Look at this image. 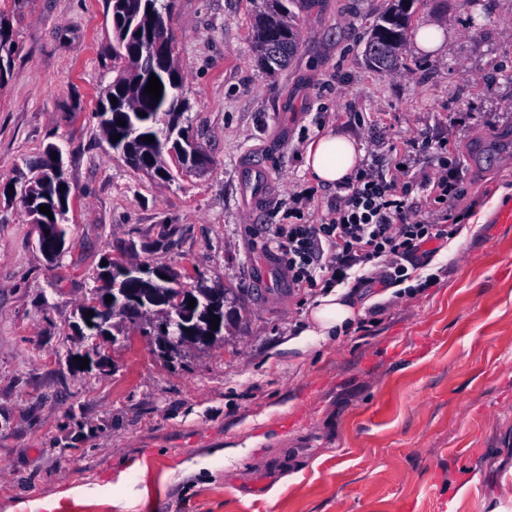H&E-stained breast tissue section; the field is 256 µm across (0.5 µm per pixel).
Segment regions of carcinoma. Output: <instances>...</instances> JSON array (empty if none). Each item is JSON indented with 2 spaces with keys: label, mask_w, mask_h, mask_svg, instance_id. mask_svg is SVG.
I'll list each match as a JSON object with an SVG mask.
<instances>
[{
  "label": "carcinoma",
  "mask_w": 512,
  "mask_h": 512,
  "mask_svg": "<svg viewBox=\"0 0 512 512\" xmlns=\"http://www.w3.org/2000/svg\"><path fill=\"white\" fill-rule=\"evenodd\" d=\"M289 0H263L262 9L254 19L253 48L259 61L269 70L285 68L297 49L298 32L292 11L287 7ZM415 0H389L387 7L374 25L366 45L371 64L381 69L397 65L402 47L411 25V8ZM112 4V55L124 61V68L112 79L100 97L98 112L105 116L99 125L106 138L118 137L116 145L123 150V156L133 167L153 173L161 180H169L172 174L164 166V153L177 157L182 155L184 138L189 136L188 120L185 113L188 102L180 94L182 77L176 65L160 72L162 84L159 101L144 93L148 85L151 62L148 61L147 37L154 29L160 15L168 13L169 0H110ZM18 45L12 38L8 20L0 17V78L8 72ZM125 125L118 124V120ZM154 142L146 141V136ZM26 195L24 205L29 210L49 207L53 217L41 214L46 224L68 222L71 187L69 182L56 173V160L51 148L33 175L24 180ZM114 263L101 268L96 281L105 287L148 288L149 305L164 309L167 303L164 294L154 291L178 286V275L164 265L156 266L168 276L169 282L158 286L136 279L113 276ZM236 299L229 289H224V304L211 310L202 302L197 306L194 321L199 325L208 324L210 314L224 316L234 313Z\"/></svg>",
  "instance_id": "carcinoma-1"
}]
</instances>
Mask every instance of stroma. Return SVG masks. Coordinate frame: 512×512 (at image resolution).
<instances>
[{
	"mask_svg": "<svg viewBox=\"0 0 512 512\" xmlns=\"http://www.w3.org/2000/svg\"><path fill=\"white\" fill-rule=\"evenodd\" d=\"M388 0H300V47L268 73L251 48L256 0H172L169 28L210 158L165 182L115 153L95 117L112 81L108 0H0L19 49L0 78V189L63 147L69 224L57 260L20 200L0 198V512H512V0H415L407 44L372 68ZM331 130L363 163L449 134L476 205L442 248L339 338L288 343L317 295L269 251L288 199L319 223L341 187L313 184L307 144ZM269 174L252 211L242 172ZM163 264L232 289L213 347L161 357L138 326L90 370L75 325L104 259ZM265 437L262 448L247 442ZM241 447L236 457L224 448ZM444 42L442 30L430 24L421 26L414 35V45L418 51L438 52Z\"/></svg>",
	"mask_w": 512,
	"mask_h": 512,
	"instance_id": "stroma-1",
	"label": "stroma"
}]
</instances>
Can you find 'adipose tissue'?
Segmentation results:
<instances>
[{
	"label": "adipose tissue",
	"instance_id": "adipose-tissue-1",
	"mask_svg": "<svg viewBox=\"0 0 512 512\" xmlns=\"http://www.w3.org/2000/svg\"><path fill=\"white\" fill-rule=\"evenodd\" d=\"M361 150L354 139L328 131L306 147L304 168L320 185L342 184L356 170ZM361 311L339 292L329 291L320 297L310 311L309 323L295 347H304L310 340H328L349 328Z\"/></svg>",
	"mask_w": 512,
	"mask_h": 512
}]
</instances>
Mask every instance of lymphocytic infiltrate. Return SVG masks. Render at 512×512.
Here are the masks:
<instances>
[{
	"mask_svg": "<svg viewBox=\"0 0 512 512\" xmlns=\"http://www.w3.org/2000/svg\"><path fill=\"white\" fill-rule=\"evenodd\" d=\"M438 156L442 168H418L421 156ZM455 135L408 140L394 158L377 159L344 184L324 222L276 225L269 244L283 262L288 281L298 288L329 291L340 285L372 288L412 278L417 258L436 255L439 245L462 230L467 191L448 159L459 156ZM420 192L427 205L411 201Z\"/></svg>",
	"mask_w": 512,
	"mask_h": 512,
	"instance_id": "lymphocytic-infiltrate-1",
	"label": "lymphocytic infiltrate"
}]
</instances>
